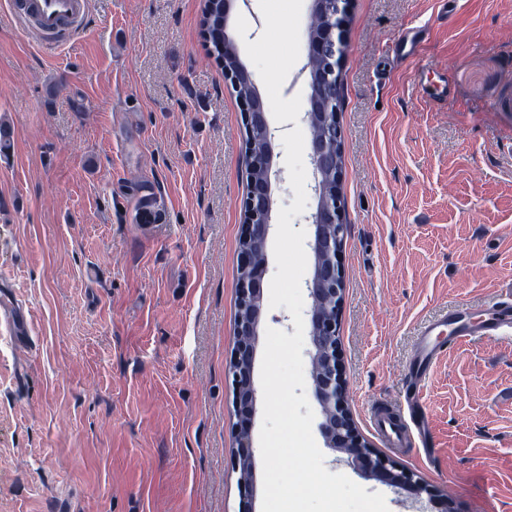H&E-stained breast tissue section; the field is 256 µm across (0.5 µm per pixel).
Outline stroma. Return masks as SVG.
I'll return each instance as SVG.
<instances>
[{"label": "stroma", "instance_id": "obj_1", "mask_svg": "<svg viewBox=\"0 0 512 512\" xmlns=\"http://www.w3.org/2000/svg\"><path fill=\"white\" fill-rule=\"evenodd\" d=\"M203 0H91L61 49L0 0V512H238L233 388L250 178ZM341 71L339 341L358 432L424 512H512V337L472 336L422 391L426 447L374 407L418 333L512 285V0H352ZM276 125L275 207L290 206ZM389 512L409 498L325 448Z\"/></svg>", "mask_w": 512, "mask_h": 512}]
</instances>
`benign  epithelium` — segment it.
Listing matches in <instances>:
<instances>
[{"label": "benign epithelium", "instance_id": "1", "mask_svg": "<svg viewBox=\"0 0 512 512\" xmlns=\"http://www.w3.org/2000/svg\"><path fill=\"white\" fill-rule=\"evenodd\" d=\"M350 0H313L312 16L322 24L312 26L308 42L310 93L305 121L311 132V156L318 174L317 206L310 247L313 274L307 283L311 306L309 337L312 345V392L321 407L320 428L327 447L345 454L366 476L395 489L415 494L422 490L415 475L373 448L357 431L346 400L347 381L339 350L338 320L343 303L344 274L339 263L347 224L340 193L342 141L337 116L342 101L340 71L346 57L342 23ZM224 79L242 91L248 141L246 149L251 177L243 202L236 342L228 373L232 379L237 468L246 471L240 480L239 512H253L255 497V450L251 425L255 416L257 389L254 382L259 328L264 317V288L267 259L256 257L255 249L266 250L273 208L270 172L274 133L265 103L252 74L239 60L237 49L224 48Z\"/></svg>", "mask_w": 512, "mask_h": 512}]
</instances>
